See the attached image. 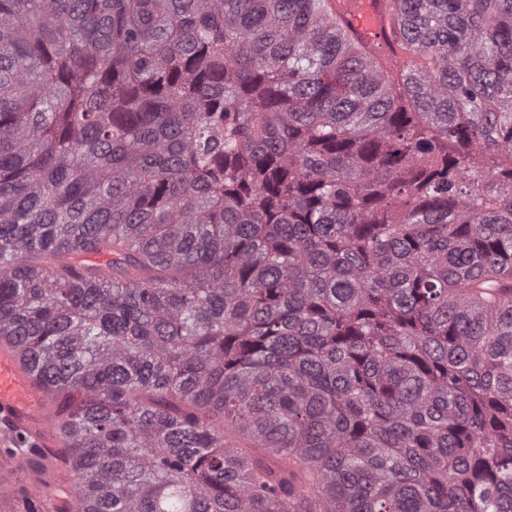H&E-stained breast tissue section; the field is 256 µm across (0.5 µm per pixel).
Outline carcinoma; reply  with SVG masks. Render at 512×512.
Returning <instances> with one entry per match:
<instances>
[{
    "instance_id": "1",
    "label": "carcinoma",
    "mask_w": 512,
    "mask_h": 512,
    "mask_svg": "<svg viewBox=\"0 0 512 512\" xmlns=\"http://www.w3.org/2000/svg\"><path fill=\"white\" fill-rule=\"evenodd\" d=\"M333 2L0 0L77 512H512V0H391L400 66Z\"/></svg>"
}]
</instances>
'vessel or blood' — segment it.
<instances>
[{"label": "vessel or blood", "mask_w": 512, "mask_h": 512, "mask_svg": "<svg viewBox=\"0 0 512 512\" xmlns=\"http://www.w3.org/2000/svg\"><path fill=\"white\" fill-rule=\"evenodd\" d=\"M336 12L353 38L381 58L397 60L390 30V0H337ZM0 418L10 421L30 441V454L47 468H54L52 452L60 440L44 404L38 373L22 365L15 350L0 346ZM30 497L41 501L45 512H62L64 499L51 494L41 481L27 485Z\"/></svg>", "instance_id": "b4317fda"}]
</instances>
